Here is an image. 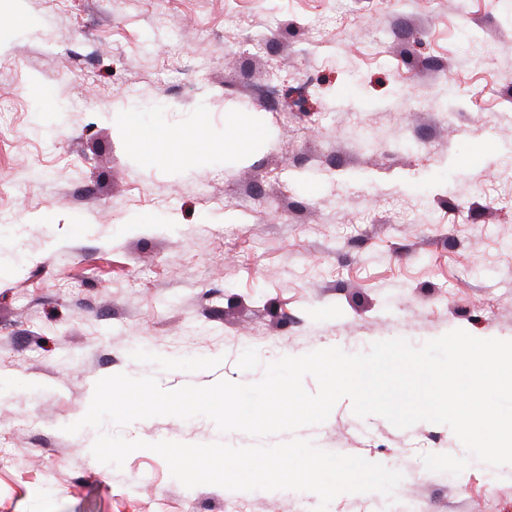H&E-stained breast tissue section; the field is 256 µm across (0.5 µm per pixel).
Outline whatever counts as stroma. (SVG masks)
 I'll return each mask as SVG.
<instances>
[{
    "label": "stroma",
    "instance_id": "1",
    "mask_svg": "<svg viewBox=\"0 0 512 512\" xmlns=\"http://www.w3.org/2000/svg\"><path fill=\"white\" fill-rule=\"evenodd\" d=\"M0 512H314L297 492L174 479L147 448L99 463L96 382L252 383L320 347L462 329L512 338V0H0ZM495 53L474 57L477 45ZM265 128L242 158L145 163L124 114ZM166 366H159V359ZM105 431L297 436L398 470L328 512H512V476L340 399L255 439L204 417Z\"/></svg>",
    "mask_w": 512,
    "mask_h": 512
}]
</instances>
